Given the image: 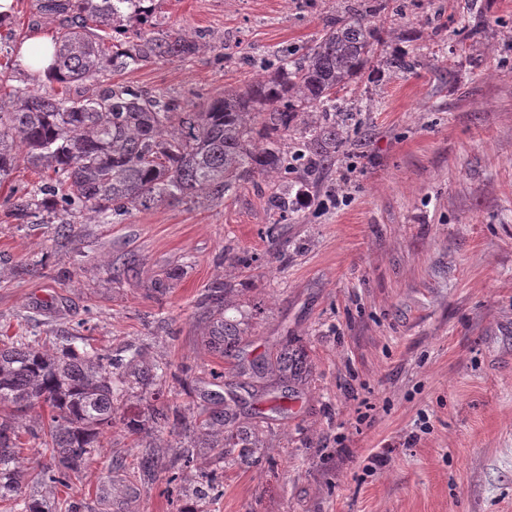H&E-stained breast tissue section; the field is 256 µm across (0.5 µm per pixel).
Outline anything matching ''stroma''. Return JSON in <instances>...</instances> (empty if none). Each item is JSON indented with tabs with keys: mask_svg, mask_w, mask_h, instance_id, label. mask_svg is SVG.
Here are the masks:
<instances>
[{
	"mask_svg": "<svg viewBox=\"0 0 512 512\" xmlns=\"http://www.w3.org/2000/svg\"><path fill=\"white\" fill-rule=\"evenodd\" d=\"M35 2L16 0L0 27L10 46L0 64L16 60L19 38L55 34L57 18ZM483 2L485 31L472 39L468 0H420L392 22L383 52H409L421 67L352 84L363 107L353 147L306 185L308 204L277 226V241L265 235L261 183L61 237L9 215L12 189L38 182L34 170L0 182V337L50 345L73 333L117 357L132 344L142 367L169 363L194 387L128 390L77 493L84 512H512V0ZM339 7L160 0L164 27L215 45L120 80L198 110L255 79L224 61L219 40L301 53ZM228 247L250 264L230 266ZM216 280L225 318L242 330L230 356L212 344L214 313L199 304ZM285 349L301 358V380L237 370ZM207 391L253 429L247 457L218 460L219 436L200 426ZM148 393L187 431L153 424ZM180 448L193 454L185 479L223 471L221 498L176 501L167 472L143 475V455L164 462Z\"/></svg>",
	"mask_w": 512,
	"mask_h": 512,
	"instance_id": "obj_1",
	"label": "stroma"
}]
</instances>
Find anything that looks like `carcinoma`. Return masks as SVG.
Returning <instances> with one entry per match:
<instances>
[{
    "instance_id": "cac0c4a2",
    "label": "carcinoma",
    "mask_w": 512,
    "mask_h": 512,
    "mask_svg": "<svg viewBox=\"0 0 512 512\" xmlns=\"http://www.w3.org/2000/svg\"><path fill=\"white\" fill-rule=\"evenodd\" d=\"M409 7L407 0H347L305 53L279 56L244 90L189 112L163 94L112 82L147 63L190 60L201 49L198 39L161 28L155 0H41L40 9L59 18L51 86L0 77V181L21 165L44 176L15 190L11 216L24 224L62 212L83 224H108L164 202H219L259 179L274 189V234L292 220L288 176L305 182L351 145L354 106L342 92L367 70L417 68L406 54H376L386 30L374 19L388 12L404 18ZM199 305L218 308L209 335L230 353L241 330L224 318V283L211 284ZM76 340L62 337L51 349L25 336L0 343V408L11 409L0 417V500L13 501L18 512H81L73 498L52 510L24 495L25 482L77 487L100 435L112 427L124 374L138 371L136 347L114 358L80 350ZM275 370L296 380L302 361L285 350ZM41 403L53 411L50 423L29 434L51 451V463L29 474L15 420ZM197 483L198 494H224L214 470L199 472Z\"/></svg>"
}]
</instances>
